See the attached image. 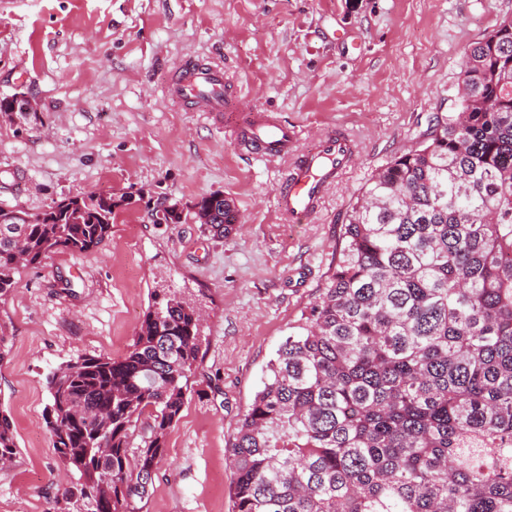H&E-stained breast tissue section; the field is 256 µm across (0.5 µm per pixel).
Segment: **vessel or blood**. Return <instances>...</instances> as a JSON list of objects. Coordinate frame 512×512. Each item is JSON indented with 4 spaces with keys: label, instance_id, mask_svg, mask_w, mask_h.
Masks as SVG:
<instances>
[{
    "label": "vessel or blood",
    "instance_id": "vessel-or-blood-1",
    "mask_svg": "<svg viewBox=\"0 0 512 512\" xmlns=\"http://www.w3.org/2000/svg\"><path fill=\"white\" fill-rule=\"evenodd\" d=\"M167 97L193 112H232L235 99L224 81L223 68L194 59L184 60L164 87ZM230 129L248 155L265 161L289 158L276 197L280 215L291 223L312 218L322 207L326 192L352 165L356 147L343 131L319 134L313 148L295 152V129L270 112H252Z\"/></svg>",
    "mask_w": 512,
    "mask_h": 512
}]
</instances>
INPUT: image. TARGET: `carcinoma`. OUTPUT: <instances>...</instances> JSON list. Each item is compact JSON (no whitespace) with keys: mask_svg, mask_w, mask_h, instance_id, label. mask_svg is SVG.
<instances>
[{"mask_svg":"<svg viewBox=\"0 0 512 512\" xmlns=\"http://www.w3.org/2000/svg\"><path fill=\"white\" fill-rule=\"evenodd\" d=\"M465 58L461 110L372 176L327 288L238 420L232 512H512V19ZM124 203L90 193L24 220L0 207V300L19 266L100 248ZM154 211L217 238L239 220L215 192ZM201 333L196 307L156 290L124 356L48 374L53 448L78 475L66 499L142 512ZM15 452L1 410L0 463Z\"/></svg>","mask_w":512,"mask_h":512,"instance_id":"cac0c4a2","label":"carcinoma"}]
</instances>
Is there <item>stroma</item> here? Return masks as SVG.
<instances>
[{
    "label": "stroma",
    "instance_id": "obj_1",
    "mask_svg": "<svg viewBox=\"0 0 512 512\" xmlns=\"http://www.w3.org/2000/svg\"><path fill=\"white\" fill-rule=\"evenodd\" d=\"M510 16L512 0H0V97L25 94L39 115L0 120V206L132 198L104 246L21 269L0 302V409L17 446L0 468V512H80L46 428V377L81 355L124 356L160 284L204 321L193 392L143 512H231L237 422L327 287L353 203L434 116L457 111L466 50ZM189 57L223 66L240 113L297 127L298 147L334 128L358 139L314 221L276 209L286 161L248 157L222 116L164 97ZM212 192L238 210L229 238L154 223L153 204L187 209Z\"/></svg>",
    "mask_w": 512,
    "mask_h": 512
}]
</instances>
